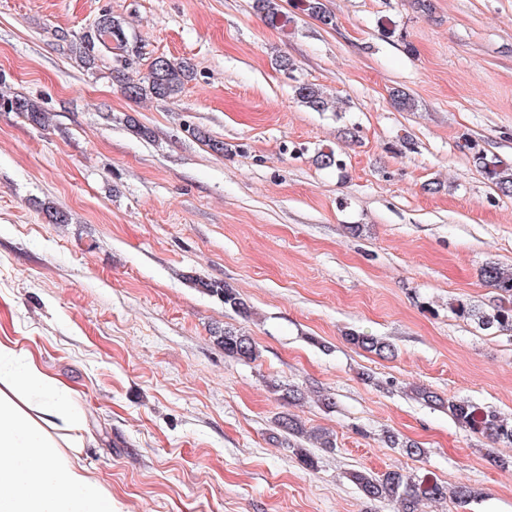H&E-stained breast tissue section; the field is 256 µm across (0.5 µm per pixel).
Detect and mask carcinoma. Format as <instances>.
<instances>
[{"label": "carcinoma", "mask_w": 512, "mask_h": 512, "mask_svg": "<svg viewBox=\"0 0 512 512\" xmlns=\"http://www.w3.org/2000/svg\"><path fill=\"white\" fill-rule=\"evenodd\" d=\"M296 7L319 20L323 25L335 26L334 15L325 7L323 0H299ZM254 10L269 26L283 29L291 22L280 4V0H253ZM127 51V41L123 29L105 18L97 24L93 32L81 40L78 51L79 60L85 65H93L99 57V51L108 49ZM191 67L185 62H175L164 57L155 58L147 72L138 79H130L122 70H115L114 79L120 83L124 95L130 99L140 100L148 96L156 100H167L180 93L185 82L191 77ZM297 98L305 106L316 112H335L337 106L325 92L315 84L301 83L296 89ZM0 111L17 112L41 127L50 122V113L46 112L34 100L22 95L0 96ZM191 136L205 143L211 151L224 153V142L212 138L206 131L194 128ZM472 150V160L484 178L503 196L512 197V164L497 158H490L481 151L474 150L472 143H466ZM481 276L498 291L500 302L492 307V311L484 313L460 300L449 303L451 311L459 318L476 319L483 327H512V271L497 263L489 262L481 269ZM198 285L206 293L219 297L224 306L241 315L250 314L249 305L224 283L217 281L198 280ZM346 340L370 353L382 356L391 351V346L381 339L358 333L345 334ZM224 347V354L237 359L253 360L259 350L250 336L231 329L224 330L218 337ZM416 399L430 406H448V414L456 424L465 430L495 441L512 443V419L503 417L498 411L489 407L479 406L470 401H445L435 392L424 386L413 387ZM351 481L368 498L383 499L395 502L400 512H422L421 505L426 502L439 503L452 497L458 506L463 507L477 498L479 493L467 487H458L448 491V485L432 477L417 479L401 471L389 470L375 473L357 470L350 474Z\"/></svg>", "instance_id": "cac0c4a2"}]
</instances>
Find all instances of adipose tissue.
<instances>
[{
  "label": "adipose tissue",
  "mask_w": 512,
  "mask_h": 512,
  "mask_svg": "<svg viewBox=\"0 0 512 512\" xmlns=\"http://www.w3.org/2000/svg\"><path fill=\"white\" fill-rule=\"evenodd\" d=\"M89 442L68 389L0 340V512H114L70 456Z\"/></svg>",
  "instance_id": "adipose-tissue-1"
}]
</instances>
